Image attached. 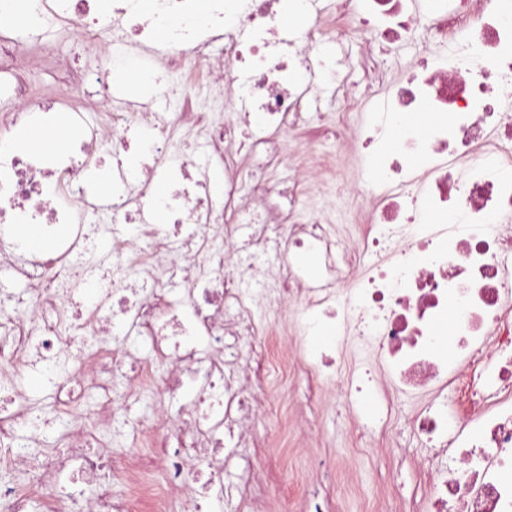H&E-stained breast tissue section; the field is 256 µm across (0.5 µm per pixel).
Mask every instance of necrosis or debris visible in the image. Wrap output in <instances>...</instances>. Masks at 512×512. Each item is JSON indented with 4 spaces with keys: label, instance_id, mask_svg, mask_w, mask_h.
Returning a JSON list of instances; mask_svg holds the SVG:
<instances>
[{
    "label": "necrosis or debris",
    "instance_id": "1",
    "mask_svg": "<svg viewBox=\"0 0 512 512\" xmlns=\"http://www.w3.org/2000/svg\"><path fill=\"white\" fill-rule=\"evenodd\" d=\"M61 37L89 47L152 51L181 72L144 104H111L105 74L89 101V133L46 163L13 148L10 133L47 126L23 83L0 115V512H217L268 482L247 467L224 483V445L261 450L251 433L273 406L271 379L335 389L348 404L380 400L354 426L393 447V412L417 443L424 490H389L372 512H512V0H54ZM403 57L381 68L377 43ZM384 88L391 114L432 117L406 131L378 170L349 179L381 139L349 77ZM336 112H328L329 103ZM308 133L315 178L284 188L288 134ZM190 139L192 158L175 154ZM148 161L117 177L102 211L81 174L102 154ZM169 191L156 200L153 187ZM339 197L344 219L311 199ZM169 216L149 223L155 203ZM464 213L465 223L452 215ZM42 225L40 249L14 235ZM315 249V274L290 255ZM302 317L341 338L330 353L272 347L269 335ZM369 354L339 375L345 347ZM51 386L67 419L64 450L30 461L42 442L41 404L20 388L30 372ZM135 448L117 452L125 426Z\"/></svg>",
    "mask_w": 512,
    "mask_h": 512
}]
</instances>
